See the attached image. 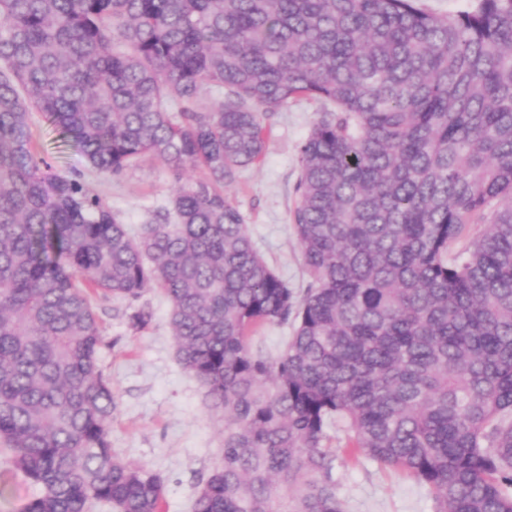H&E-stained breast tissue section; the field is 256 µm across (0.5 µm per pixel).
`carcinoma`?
<instances>
[{
  "mask_svg": "<svg viewBox=\"0 0 512 512\" xmlns=\"http://www.w3.org/2000/svg\"><path fill=\"white\" fill-rule=\"evenodd\" d=\"M300 100L323 110L299 148L297 292L224 187ZM34 112L99 175L161 160L169 206L131 233L52 172ZM154 287L224 414L192 512H345L339 426L437 512H512V0H0V444L40 488L18 512H163L161 477L112 448L95 313ZM267 324L293 326L275 357L252 346Z\"/></svg>",
  "mask_w": 512,
  "mask_h": 512,
  "instance_id": "1",
  "label": "carcinoma"
}]
</instances>
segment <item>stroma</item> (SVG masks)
I'll return each mask as SVG.
<instances>
[{"label": "stroma", "instance_id": "stroma-1", "mask_svg": "<svg viewBox=\"0 0 512 512\" xmlns=\"http://www.w3.org/2000/svg\"><path fill=\"white\" fill-rule=\"evenodd\" d=\"M319 110L318 102L304 100L268 119L263 166L245 171L224 189L242 212L260 254L295 289L304 287L306 279L291 223L299 147ZM32 130L56 172H82L85 185L102 196L124 224L137 227L168 204L174 176L160 161L145 157L121 178L111 179L86 171L84 159L41 117H34ZM143 301L153 318L142 331L130 326L126 302L110 298L97 303L103 338L99 364L111 378L118 401L112 446L127 461L161 477L165 512H191L196 476L221 462L224 418L210 407L201 385L178 360L170 306L161 291H147ZM325 445L337 451L336 493L346 512H436L432 496L414 479L364 456L348 458L342 430H329Z\"/></svg>", "mask_w": 512, "mask_h": 512}]
</instances>
